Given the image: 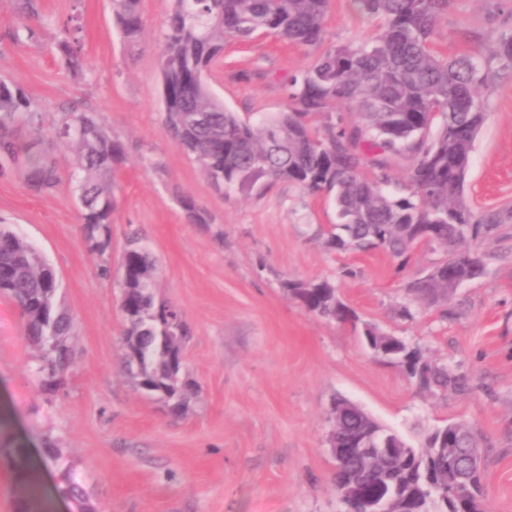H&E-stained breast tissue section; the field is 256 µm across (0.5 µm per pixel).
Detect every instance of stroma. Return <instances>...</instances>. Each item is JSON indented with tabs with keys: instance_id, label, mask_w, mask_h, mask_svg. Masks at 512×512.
<instances>
[{
	"instance_id": "stroma-1",
	"label": "stroma",
	"mask_w": 512,
	"mask_h": 512,
	"mask_svg": "<svg viewBox=\"0 0 512 512\" xmlns=\"http://www.w3.org/2000/svg\"><path fill=\"white\" fill-rule=\"evenodd\" d=\"M171 6L140 0L144 30L131 45L112 0H36L39 34L17 42L23 0H0V79L20 81L45 123L73 106L95 113L127 153L102 256L81 235L71 150H52L54 192L34 194L18 169L0 175V224L53 267L72 322V363L59 388H45L20 311L0 296V443L23 445L32 459L61 450L97 512H343L327 442L331 405L343 397L410 440L418 424H471L481 438L485 512H512V74L493 79L465 183L475 215L502 211L508 219L497 236L472 243L486 256L484 276L432 304L405 285L444 260L442 248L417 247L399 271L383 250L327 245L336 222L330 195L286 181L215 192L164 123L160 59ZM74 24L89 65L82 79L54 50ZM377 28L353 0H330L320 48L271 34L229 39L207 83L241 117L282 112L291 79L319 49ZM511 32L512 0H450L433 39L453 56ZM184 195L210 223H188ZM135 231L157 261L158 298L177 305L188 328L184 372L196 392L177 417L124 374L119 288L99 274L103 261L119 264ZM323 279L361 320L465 376L467 390L420 389L373 356L350 325L307 311L282 287Z\"/></svg>"
}]
</instances>
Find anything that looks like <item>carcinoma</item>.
Segmentation results:
<instances>
[{
  "mask_svg": "<svg viewBox=\"0 0 512 512\" xmlns=\"http://www.w3.org/2000/svg\"><path fill=\"white\" fill-rule=\"evenodd\" d=\"M161 56L164 121L176 143L220 191H249L269 181H288L312 193L333 196L336 224L328 243L343 250L380 248L406 265L420 239L429 237L448 258L405 285L431 303L449 299L465 282L482 276L486 262L470 243L492 237L503 226L501 213L477 218L463 184L475 137L487 119L492 65L512 72V33L495 38L488 54L448 58L432 36L450 0H354L359 11L379 21L368 40L332 46L291 82L285 112L256 122L228 110L197 77L224 54V40L250 39L267 32L315 47L321 41L329 0H172ZM122 37L136 42L144 28L139 0H112ZM78 28L67 27L56 49L69 71L84 76ZM337 103L350 104L358 120L332 123ZM29 128L43 141L40 104L17 80H0V165L24 167V178L38 194L59 184L55 160L35 143H22ZM53 142L74 153L70 174L82 204L79 224L88 250L103 255L110 246L116 173L126 160L123 144L96 116L66 112L51 129ZM412 159L407 184L386 189L392 157ZM192 224L211 217L190 197L181 200ZM120 311L122 366L136 389L179 416L193 386L183 372L188 336L181 312L156 298L152 253L135 239L121 257ZM60 284L54 269L24 237L0 225V296L11 299L26 322L36 348V372L52 369L63 377L71 361V323L57 310ZM284 289L307 310L339 323L347 311L336 303L326 280L286 281ZM387 357L428 390L466 388L464 378L427 361L402 339L384 343ZM366 425L353 410L334 421L343 446ZM479 447L464 421L424 432L419 445L395 451L379 467L389 471L396 505L407 512H461L460 504L482 496L483 472L471 466ZM9 456L19 486L18 512H43L27 449L0 445ZM45 466L60 469L58 492L74 500L78 512H96L84 484L53 449Z\"/></svg>",
  "mask_w": 512,
  "mask_h": 512,
  "instance_id": "1",
  "label": "carcinoma"
}]
</instances>
